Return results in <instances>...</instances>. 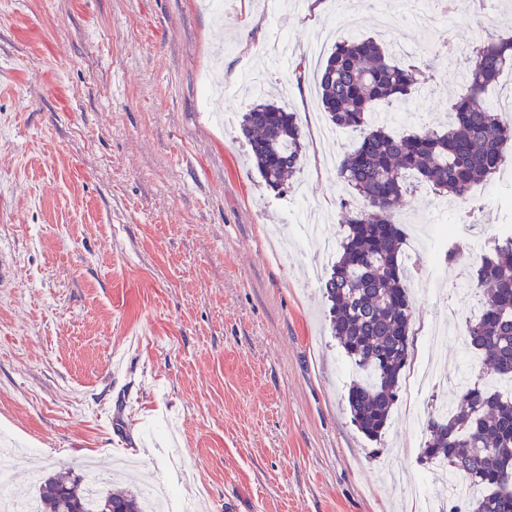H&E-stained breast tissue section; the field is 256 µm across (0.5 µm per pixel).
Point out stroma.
Here are the masks:
<instances>
[{"label": "stroma", "instance_id": "35a3bbf8", "mask_svg": "<svg viewBox=\"0 0 512 512\" xmlns=\"http://www.w3.org/2000/svg\"><path fill=\"white\" fill-rule=\"evenodd\" d=\"M0 0V431L34 474L138 460L140 485L176 487L174 512H409L429 471L418 458L431 401L482 373L462 337L479 309L445 245L487 247L512 225V162L466 197L417 186L397 219L422 249L410 284V364L432 358L421 392L402 381L379 459L351 421L352 364L325 320L323 241H340L312 75L336 41L372 37L395 59L430 61L426 97L380 106L447 126L460 92L447 40L512 31V0ZM287 29L307 75L292 84L271 47ZM262 77L297 112L307 145L296 188L267 189L239 131Z\"/></svg>", "mask_w": 512, "mask_h": 512}]
</instances>
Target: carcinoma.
I'll use <instances>...</instances> for the list:
<instances>
[{
  "label": "carcinoma",
  "instance_id": "cac0c4a2",
  "mask_svg": "<svg viewBox=\"0 0 512 512\" xmlns=\"http://www.w3.org/2000/svg\"><path fill=\"white\" fill-rule=\"evenodd\" d=\"M466 79L445 131L421 127L391 134L376 106L406 102L426 84L414 60L396 61L372 37L337 43L316 74L330 123L359 133L337 169L342 189L359 197L342 203L347 233L321 283L333 336L359 376L346 402L356 429L379 442L390 425L410 358L411 272L396 212L411 190L408 177L435 194L462 195L490 180L507 162L512 124L490 102V92L512 70V35L484 36L463 59ZM247 156L266 187L282 192L302 170L306 153L297 114L265 93L241 116ZM469 283L480 298L478 317L464 344L484 356L486 373L512 379V234L497 236ZM421 461H443L482 489L449 512H512V392L476 379L460 387L447 410L434 407L426 421ZM38 512H143L138 493L106 489L88 497L83 476L51 475L37 488Z\"/></svg>",
  "mask_w": 512,
  "mask_h": 512
}]
</instances>
